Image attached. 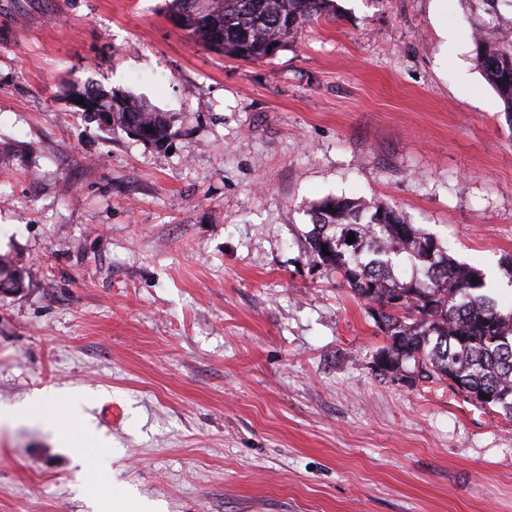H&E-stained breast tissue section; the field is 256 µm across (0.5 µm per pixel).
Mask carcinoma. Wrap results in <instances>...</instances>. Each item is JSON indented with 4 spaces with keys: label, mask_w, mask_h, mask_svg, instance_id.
I'll return each instance as SVG.
<instances>
[{
    "label": "carcinoma",
    "mask_w": 512,
    "mask_h": 512,
    "mask_svg": "<svg viewBox=\"0 0 512 512\" xmlns=\"http://www.w3.org/2000/svg\"><path fill=\"white\" fill-rule=\"evenodd\" d=\"M459 2L474 24L477 65L512 117V19L500 10L512 0ZM166 6L173 26L194 42L250 62L271 58L306 25L338 18L335 0H166ZM70 97L84 100L77 111L91 122L109 114L104 127L114 134L156 146L177 135L173 116L123 94L87 83L71 85ZM307 214L309 259L367 302L386 338L374 357L379 375L413 386L446 383L511 422L512 309L503 311L487 293L486 275L457 262L441 241L388 206L327 196ZM23 287L14 260L0 257V288Z\"/></svg>",
    "instance_id": "1"
}]
</instances>
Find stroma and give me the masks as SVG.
<instances>
[{
    "label": "stroma",
    "mask_w": 512,
    "mask_h": 512,
    "mask_svg": "<svg viewBox=\"0 0 512 512\" xmlns=\"http://www.w3.org/2000/svg\"><path fill=\"white\" fill-rule=\"evenodd\" d=\"M250 63L165 0H0V512H512V422L378 376L385 338L303 252L327 196L458 261L512 254V120L459 0H337ZM92 82L171 149L76 117ZM78 389L94 435L43 392ZM86 445L90 465L67 445ZM15 262L8 256L0 257V288H13L12 291H19L24 288V280L22 275L17 276L18 269Z\"/></svg>",
    "instance_id": "obj_1"
}]
</instances>
